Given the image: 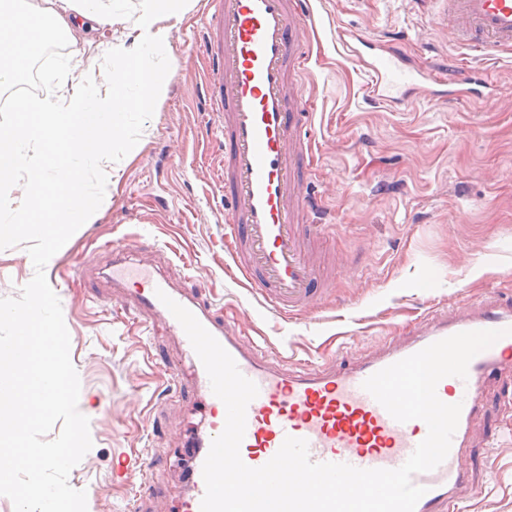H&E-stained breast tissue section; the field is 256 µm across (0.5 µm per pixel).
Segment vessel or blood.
I'll list each match as a JSON object with an SVG mask.
<instances>
[{
  "instance_id": "b4317fda",
  "label": "vessel or blood",
  "mask_w": 512,
  "mask_h": 512,
  "mask_svg": "<svg viewBox=\"0 0 512 512\" xmlns=\"http://www.w3.org/2000/svg\"><path fill=\"white\" fill-rule=\"evenodd\" d=\"M448 28L485 59L512 47V0H444ZM212 21L204 48L210 58L205 83L209 102L224 128L229 149L224 158V239L242 276L266 304L284 315L309 312L321 280L306 249L316 225L300 216L319 204L295 170L308 153V116L294 77L309 63L297 44L298 31L312 24V0H211ZM364 64L370 94L388 102L410 98L445 101L458 93L483 98L484 80L476 69L461 73L458 83L431 72L402 76L379 56ZM113 288L142 283L134 295L141 316L159 322L175 336L186 354L194 349L180 323L159 300L166 293L191 311L236 361L242 374L259 388L246 411L240 446L249 467L265 465L286 437L307 440L315 462L347 463L362 469L400 467L425 439L428 428L418 419H393L363 387L379 370L454 334L504 330V337L476 355L466 378H443L437 395L462 410L447 458L434 470L414 475L426 492L415 512H458L468 481L467 457L474 423L484 408V391L504 373L512 374V303L485 299L477 307L450 317L439 313L423 321L408 337L389 342L375 354L344 367L310 364L292 367L267 359L257 344H244L233 325L218 317L201 294L175 287L166 275L135 263L128 255L112 256ZM192 388L207 407L205 433L193 443L190 495L181 512H200L205 493L203 464L213 438L224 429L226 408L211 389L201 363L194 361Z\"/></svg>"
}]
</instances>
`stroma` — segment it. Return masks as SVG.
<instances>
[{"label":"stroma","mask_w":512,"mask_h":512,"mask_svg":"<svg viewBox=\"0 0 512 512\" xmlns=\"http://www.w3.org/2000/svg\"><path fill=\"white\" fill-rule=\"evenodd\" d=\"M207 0H187L171 19L175 70L154 112L131 120L130 143L112 147V194L76 225L45 268L60 299L79 398L93 446L69 474L87 512H178L189 489L190 442L203 430L202 398L171 380L190 363L173 337L145 324L129 298L78 275L111 263L103 242H133L131 257L168 268L185 288L205 289L240 335L291 365H341L406 336L436 312L494 296L512 301V49L484 66L486 100H419L397 107L368 98V72L336 44L337 30L373 39L375 52L408 70L456 74L477 60L459 48L437 0H316L299 34L311 55L301 85L311 117L302 174L321 198L311 223L326 225L317 251L328 286L295 319L268 309L224 244V133L205 97L202 52ZM121 25L90 32L89 44L38 51L0 85V101L35 84L54 97L66 64L112 77L110 48ZM34 275L25 246L0 251V297ZM149 456V471L113 478L120 461ZM479 491L462 512H512V379L492 386L468 459Z\"/></svg>","instance_id":"stroma-1"}]
</instances>
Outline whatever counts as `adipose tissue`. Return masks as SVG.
<instances>
[{
  "instance_id": "adipose-tissue-1",
  "label": "adipose tissue",
  "mask_w": 512,
  "mask_h": 512,
  "mask_svg": "<svg viewBox=\"0 0 512 512\" xmlns=\"http://www.w3.org/2000/svg\"><path fill=\"white\" fill-rule=\"evenodd\" d=\"M184 0H140L137 15L104 16L99 0H34L21 7L0 0V78L23 73L33 40L46 30L67 38L105 22L127 24L111 47L112 79L96 86L88 74L63 84L60 96L13 107V123L0 126V185L17 170L28 175V192L17 212L0 219V233L37 237L38 261H48L75 225L84 223L112 191L108 169L113 142L129 139L128 117L152 111L174 67L150 65L164 55L165 20L179 16ZM100 169L96 186L87 173Z\"/></svg>"
}]
</instances>
